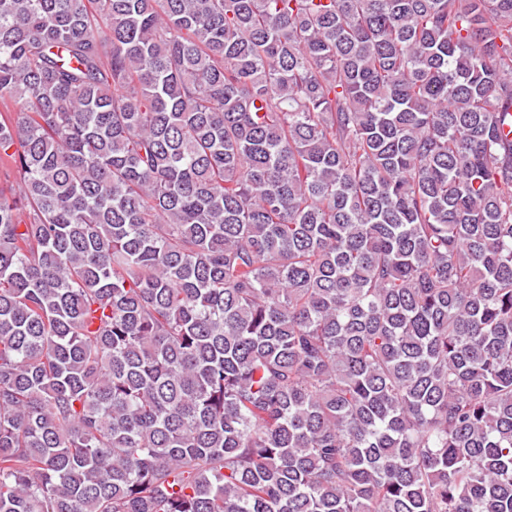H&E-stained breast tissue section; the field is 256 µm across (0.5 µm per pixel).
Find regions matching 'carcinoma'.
<instances>
[{
	"instance_id": "1",
	"label": "carcinoma",
	"mask_w": 512,
	"mask_h": 512,
	"mask_svg": "<svg viewBox=\"0 0 512 512\" xmlns=\"http://www.w3.org/2000/svg\"><path fill=\"white\" fill-rule=\"evenodd\" d=\"M0 512H512V0H0Z\"/></svg>"
}]
</instances>
